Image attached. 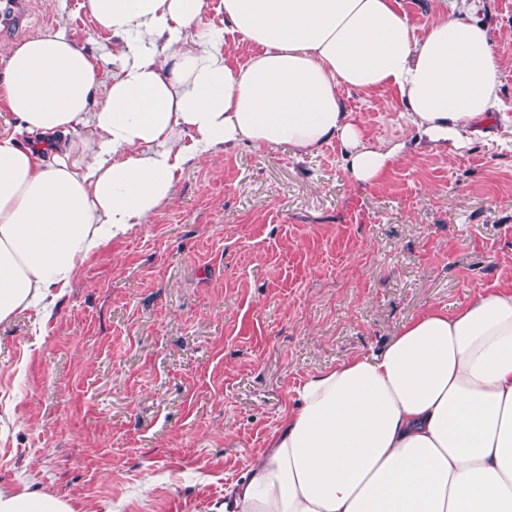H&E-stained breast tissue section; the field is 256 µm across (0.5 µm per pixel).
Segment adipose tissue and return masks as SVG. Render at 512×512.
<instances>
[{
    "mask_svg": "<svg viewBox=\"0 0 512 512\" xmlns=\"http://www.w3.org/2000/svg\"><path fill=\"white\" fill-rule=\"evenodd\" d=\"M83 0L112 69L48 28L0 69V324L51 316L79 263L167 202L176 174L240 144L318 153L337 141L359 183L383 146L339 88L392 90L420 139L465 149L500 104L487 26L412 24L398 0ZM257 51L232 66L229 46ZM0 512H74L0 485ZM215 512H512V285L429 309L376 351L309 376Z\"/></svg>",
    "mask_w": 512,
    "mask_h": 512,
    "instance_id": "ef3b65f1",
    "label": "adipose tissue"
}]
</instances>
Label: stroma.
Returning <instances> with one entry per match:
<instances>
[{
	"label": "stroma",
	"instance_id": "1",
	"mask_svg": "<svg viewBox=\"0 0 512 512\" xmlns=\"http://www.w3.org/2000/svg\"><path fill=\"white\" fill-rule=\"evenodd\" d=\"M81 3L30 0L0 50L59 27L106 53ZM454 16L483 21L506 63L489 136L417 147L370 186L336 141L238 146L84 259L51 318L0 324V484L34 480L75 512H212L309 375L512 277V0ZM339 95L375 143L413 140L393 92Z\"/></svg>",
	"mask_w": 512,
	"mask_h": 512
}]
</instances>
